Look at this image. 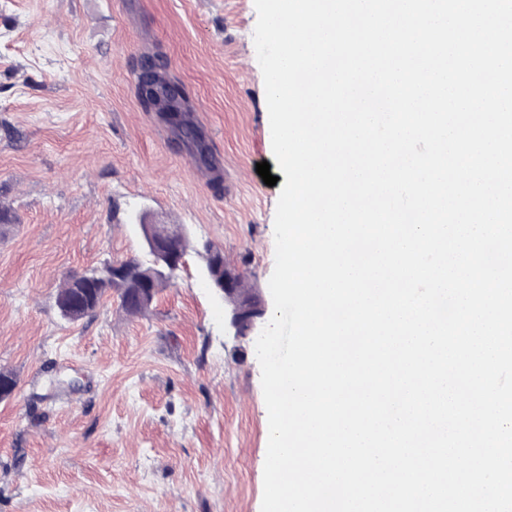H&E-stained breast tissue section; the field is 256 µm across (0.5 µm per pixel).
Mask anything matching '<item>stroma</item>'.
<instances>
[{
  "label": "stroma",
  "mask_w": 512,
  "mask_h": 512,
  "mask_svg": "<svg viewBox=\"0 0 512 512\" xmlns=\"http://www.w3.org/2000/svg\"><path fill=\"white\" fill-rule=\"evenodd\" d=\"M254 0H0V512H261L269 435L255 337L191 252L149 313L115 291L65 320L68 274L145 258L185 225L268 292L279 186ZM199 108L198 161L143 105L144 59Z\"/></svg>",
  "instance_id": "1"
}]
</instances>
